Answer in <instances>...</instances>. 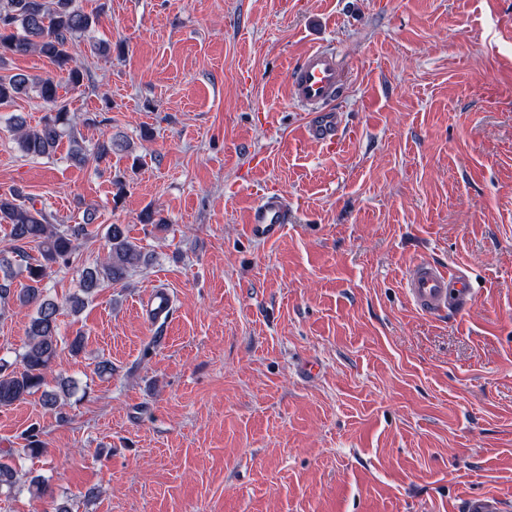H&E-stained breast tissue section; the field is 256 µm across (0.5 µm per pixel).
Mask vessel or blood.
<instances>
[{
    "label": "vessel or blood",
    "mask_w": 512,
    "mask_h": 512,
    "mask_svg": "<svg viewBox=\"0 0 512 512\" xmlns=\"http://www.w3.org/2000/svg\"><path fill=\"white\" fill-rule=\"evenodd\" d=\"M344 70L334 50L308 51L289 73L291 100L307 110H317V118L302 128L304 137L331 148L336 144L337 124L329 107L341 94ZM288 222V202L276 194L265 196L250 212L248 229L259 239L274 238ZM405 288L413 305L421 312L435 314L443 310L459 311L471 301L473 291L466 280L452 271L442 270L428 261L416 264L407 274ZM151 326L166 322L172 311V299L165 290L152 292L143 303Z\"/></svg>",
    "instance_id": "b4317fda"
}]
</instances>
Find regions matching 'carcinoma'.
Instances as JSON below:
<instances>
[{"label": "carcinoma", "mask_w": 512, "mask_h": 512, "mask_svg": "<svg viewBox=\"0 0 512 512\" xmlns=\"http://www.w3.org/2000/svg\"><path fill=\"white\" fill-rule=\"evenodd\" d=\"M99 22V14L81 10L75 0H0V63L6 53L37 52L67 73V86L77 88L83 84L84 71L77 62L76 39L94 31ZM61 88V82L52 76L0 77V105L33 92L50 109L34 129L27 130L23 124H18L17 145L23 155L50 158L65 137L69 139L67 160L75 166L81 167L91 160L100 164L112 159L114 154L130 150L129 141L115 135L86 151L79 142L63 96L59 94ZM92 221L93 215L89 213L83 224H58L52 212L37 208L23 190L16 188L8 194H0V224L10 226L13 253L27 259V283L16 288L11 262L0 255V316L11 302L32 310L26 328L27 342L19 354L20 368L0 361V407L26 399L45 382V374L60 351L57 324L60 306L49 296L47 280L56 269L70 267L75 241L89 235L88 226ZM105 237L109 246L106 261L78 270L83 295L68 298L75 314L102 284L120 283L149 262V256L128 236L123 225H108ZM30 245L39 253L31 262L26 252ZM24 440L25 447L9 450L0 458V495L9 496L16 487L18 471L14 458L36 456L45 451L36 428L29 429Z\"/></svg>", "instance_id": "carcinoma-1"}]
</instances>
